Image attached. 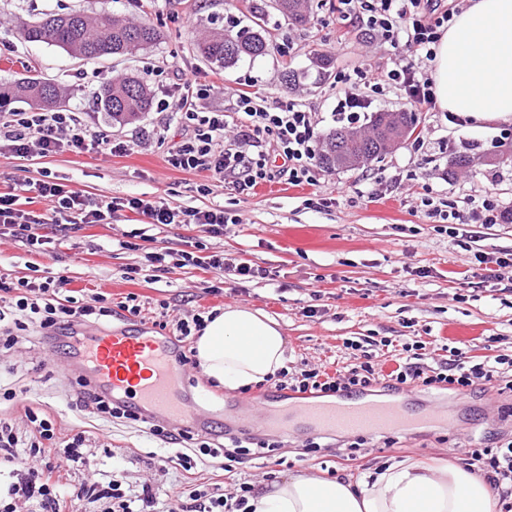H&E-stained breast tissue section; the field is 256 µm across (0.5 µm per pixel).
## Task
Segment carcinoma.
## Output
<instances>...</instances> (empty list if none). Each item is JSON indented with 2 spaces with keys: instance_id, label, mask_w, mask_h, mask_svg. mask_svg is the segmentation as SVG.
<instances>
[{
  "instance_id": "1",
  "label": "carcinoma",
  "mask_w": 512,
  "mask_h": 512,
  "mask_svg": "<svg viewBox=\"0 0 512 512\" xmlns=\"http://www.w3.org/2000/svg\"><path fill=\"white\" fill-rule=\"evenodd\" d=\"M313 0H274L275 9L292 26L304 27L312 18ZM24 40L57 46L72 56L94 63L105 56H123L155 44L160 33L146 21L100 14L94 18L81 13H46L44 17L20 25ZM272 43L259 17L240 28L231 25L209 32L197 44L207 61L226 69L267 55ZM333 63L328 53L314 57L318 84L330 78ZM95 104L113 121L128 123L140 118L151 107V93L146 83L130 76L119 80H101L94 92ZM62 98L58 85L38 78L0 81V111L16 102H26L51 110ZM411 112H373L361 131L338 126L323 135L316 155L318 165L326 170L350 169L355 157L370 161L383 159L392 149L413 135Z\"/></svg>"
}]
</instances>
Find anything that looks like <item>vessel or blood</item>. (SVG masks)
<instances>
[{
	"label": "vessel or blood",
	"instance_id": "1",
	"mask_svg": "<svg viewBox=\"0 0 512 512\" xmlns=\"http://www.w3.org/2000/svg\"><path fill=\"white\" fill-rule=\"evenodd\" d=\"M73 351L76 361L87 364L98 386L146 418L184 422L196 416V402L180 394L183 368L173 362L171 347L161 339L133 329L90 330L74 339ZM295 413L321 431L367 437L412 423L401 401H301Z\"/></svg>",
	"mask_w": 512,
	"mask_h": 512
}]
</instances>
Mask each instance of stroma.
I'll return each mask as SVG.
<instances>
[{"mask_svg":"<svg viewBox=\"0 0 512 512\" xmlns=\"http://www.w3.org/2000/svg\"><path fill=\"white\" fill-rule=\"evenodd\" d=\"M314 2L310 25L295 29L274 9L272 0H0V80L34 75L64 86L61 109L80 113L92 131L123 146L122 153L115 155L64 152L29 161L2 153L1 192L47 174L92 194L103 190L112 197L162 198L182 210L221 204L240 218L239 223L225 225L222 237L212 238L199 225L156 226L128 211L111 223L71 230L43 253L27 251L18 243H1L0 271L30 279L39 272L58 273L70 278L72 289L101 292L116 302L130 293L138 295L143 303L140 315L113 319L108 324L113 331L130 326L152 329L164 303L173 322L228 304L263 310L281 324L288 343L287 367L293 374L306 364L340 368L357 363L359 351L345 348L344 343L365 336L438 340L451 347L468 345L478 355L488 349L496 355H512V268L500 270L498 278L491 279L475 259L479 252L492 257L512 253V219L461 225L468 240L460 246L424 216L418 192L409 182H394L396 175L413 170L425 177L435 197L456 210H466L470 197L487 190L512 208V161L494 158L500 144L512 140V118H472L462 124L453 112L423 113L416 131L423 147L409 140L370 167L322 171L324 184L339 194L332 205L315 208L307 203L314 192L310 186L266 183L242 196L229 186L212 183L209 173L168 165L169 150L189 132L178 109L150 111L135 122L119 125L94 108L98 78L133 75L143 78L149 88L165 89L188 70L212 87L204 102L206 109H231L227 88L252 84L270 106L298 96L319 118V133H326L336 126L334 77L321 85L304 80L289 89L283 70L308 69L313 51L322 50L333 57L334 76L353 72L369 62L357 52V44L372 43L373 35L367 28L356 27L352 45L340 46L337 36L344 22L330 0ZM253 3L267 12L274 43L268 55L227 70L196 53L195 43L202 35L233 21L247 22ZM49 11L88 15L112 11L132 21L151 22L162 38L130 55L88 64L58 47L23 42L18 22ZM288 37L295 48L285 55L280 45ZM462 153L474 155L476 162L459 172L452 160ZM203 183L212 184L211 195L198 192ZM135 237L140 249L126 248V241ZM189 238L225 257L266 269L269 276L229 282L220 291L214 288L213 272L175 264L153 283L123 278L125 268L146 266L147 253L181 250ZM47 349V342L38 336L25 337L10 349L0 347V418L22 425L25 408H32L52 426L61 447L76 433H84V448L97 453L99 464L91 471H69L64 480L71 489L103 482L116 468L130 485L148 481L170 488L176 479L174 471L148 462L149 452L160 448V440L143 424L79 412L76 390L62 380L68 363L65 352L51 357ZM9 389L16 391L15 399L6 398ZM183 389L197 400L204 415L222 411L226 399H234L243 412L241 423L249 429L254 428L256 416L264 413L288 418V400L266 387L230 392L192 369ZM363 397L376 402L404 399L424 422L391 431L392 445H384L377 436L353 454L328 438L323 448L304 460L302 448L319 433L303 421L288 418L290 431L280 436L285 465L262 468L251 461L238 470V479L260 486L288 475L324 477L332 471L355 482L395 462L458 464L460 449L487 446L490 439L512 430V419L506 416L512 395L491 385H476L459 396L404 385L394 391H367Z\"/></svg>","mask_w":512,"mask_h":512,"instance_id":"1","label":"stroma"}]
</instances>
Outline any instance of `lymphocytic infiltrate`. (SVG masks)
Returning <instances> with one entry per match:
<instances>
[{"label":"lymphocytic infiltrate","instance_id":"f902f5d3","mask_svg":"<svg viewBox=\"0 0 512 512\" xmlns=\"http://www.w3.org/2000/svg\"><path fill=\"white\" fill-rule=\"evenodd\" d=\"M337 11L348 21H357L375 35L377 47L391 46L411 54L413 61L394 68H368L338 75L344 87L336 103L337 121L354 123L359 113L383 96L386 89L403 91L408 104L435 109L433 82L419 73L415 62L434 59V47L452 20L453 8H441L438 0H336ZM179 97L184 118L194 124L193 136L177 143L168 155L171 166L184 171H205L215 180L231 177V188L239 195L250 194L264 182L283 177L289 184H318L316 162L317 124L312 110L294 99L266 107L257 93H232L233 108L224 112H201L199 100L209 96L210 85L197 79L181 77L174 89ZM112 151L111 142L90 132L75 112H1L0 153L26 159L32 155L48 156L59 152L82 154L93 149ZM279 164H272V157ZM35 194L45 205L42 214L34 215L20 207L22 193ZM425 215L431 222L443 223L444 233L457 237L462 224H496L505 217L502 202L492 193L472 200L465 212L448 215L424 198ZM146 215L152 223L200 224L211 237L224 234L230 218L223 206L183 211L162 201H147L139 197L116 198L107 195L93 198L67 188L54 180H40L23 185L21 192L0 193V237L21 239L31 250L44 251L51 237L44 232L48 223H55L58 232L81 224H104L118 211ZM184 265L213 271L219 282H238L265 277L263 269L247 262L225 258L223 253L206 252L204 246L192 243L181 251ZM65 276L48 277L41 281L21 280L15 283L0 276V345L13 347L20 333L71 329L80 322L88 327L100 326L116 312L136 316L140 305L129 301L111 304L102 296L80 302L69 295ZM449 357L439 367L426 363L427 346L422 342L402 343L396 356L397 367L382 374L371 361L359 362L327 372L322 368L302 371L295 382H288L287 371H279L273 380L277 391H290L305 398L331 397L369 389L380 383L388 387L413 381L428 388L464 393L476 382H501L512 391V357L498 355L479 358L468 346L452 347ZM28 421L37 422L34 412H27ZM36 438H19L12 422L0 419V457L22 466L14 480L0 487V512H16L18 501L33 504L35 512H80L78 500H109L112 512H168L169 499L181 501V512H247V502L253 493L251 483H236L231 492L209 490L185 483L173 492H160L150 484L133 490L125 485L122 472H113L107 485L92 484L68 498L59 482L63 470L94 469V455L83 452L85 438L75 434L64 450L52 448L54 431L46 423L37 422ZM151 435L171 444L168 453L158 456L164 469H184L189 464L185 446H193L200 455L223 458V470L231 474L238 466L256 459L265 465H283L281 443L269 437L250 435L230 436L227 444L212 447L210 442L196 439L187 428H176L160 422H149ZM469 464L484 476L499 501L512 500V439L495 447L467 448L463 451ZM38 457L42 467H28L29 458Z\"/></svg>","mask_w":512,"mask_h":512}]
</instances>
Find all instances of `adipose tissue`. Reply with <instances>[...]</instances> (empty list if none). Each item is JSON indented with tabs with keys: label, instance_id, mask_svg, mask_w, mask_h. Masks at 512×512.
<instances>
[{
	"label": "adipose tissue",
	"instance_id": "adipose-tissue-1",
	"mask_svg": "<svg viewBox=\"0 0 512 512\" xmlns=\"http://www.w3.org/2000/svg\"><path fill=\"white\" fill-rule=\"evenodd\" d=\"M432 78L440 110L512 116V0H466L436 48ZM197 366L235 391L285 369L287 340L272 316L239 305L209 315L195 341ZM253 512H496L480 472L456 464L397 463L365 480L290 475L260 487Z\"/></svg>",
	"mask_w": 512,
	"mask_h": 512
}]
</instances>
